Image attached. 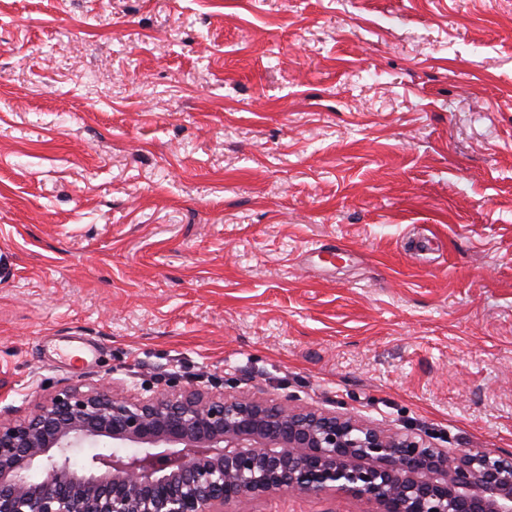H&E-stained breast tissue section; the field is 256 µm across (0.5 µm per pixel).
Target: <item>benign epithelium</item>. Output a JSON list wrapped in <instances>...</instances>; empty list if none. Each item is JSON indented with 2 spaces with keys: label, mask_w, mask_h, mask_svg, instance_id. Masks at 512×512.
Returning <instances> with one entry per match:
<instances>
[{
  "label": "benign epithelium",
  "mask_w": 512,
  "mask_h": 512,
  "mask_svg": "<svg viewBox=\"0 0 512 512\" xmlns=\"http://www.w3.org/2000/svg\"><path fill=\"white\" fill-rule=\"evenodd\" d=\"M101 443L111 450L75 464L74 449ZM287 491L374 512H512V458L191 388L135 399L72 386L31 416L0 415V512H245Z\"/></svg>",
  "instance_id": "benign-epithelium-1"
}]
</instances>
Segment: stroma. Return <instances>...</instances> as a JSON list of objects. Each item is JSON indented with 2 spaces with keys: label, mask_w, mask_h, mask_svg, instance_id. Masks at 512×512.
<instances>
[{
  "label": "stroma",
  "mask_w": 512,
  "mask_h": 512,
  "mask_svg": "<svg viewBox=\"0 0 512 512\" xmlns=\"http://www.w3.org/2000/svg\"><path fill=\"white\" fill-rule=\"evenodd\" d=\"M101 382L511 457L512 0H0V409Z\"/></svg>",
  "instance_id": "1"
}]
</instances>
